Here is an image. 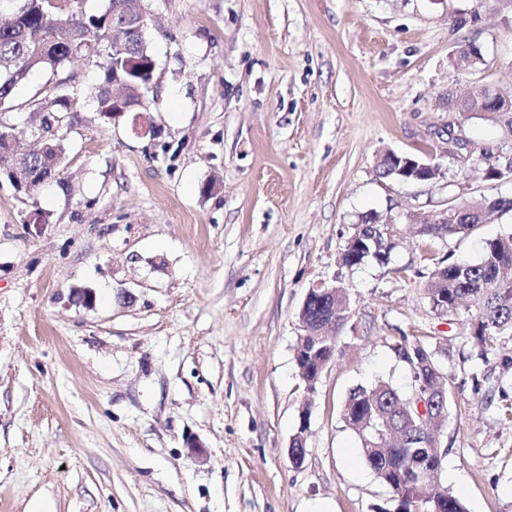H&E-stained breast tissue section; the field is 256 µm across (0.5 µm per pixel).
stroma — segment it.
<instances>
[{
	"label": "stroma",
	"instance_id": "35a3bbf8",
	"mask_svg": "<svg viewBox=\"0 0 512 512\" xmlns=\"http://www.w3.org/2000/svg\"><path fill=\"white\" fill-rule=\"evenodd\" d=\"M148 10L147 112L106 125L83 103L61 183L21 197L0 180V512H398L341 409L359 385L410 390L393 352L405 339L447 347L441 485L468 512H512V415L499 392L512 383V340L474 358L469 313H440L424 289L436 263L478 262L484 241L512 234V212L464 238H423L410 223L452 198L512 195V182L480 175L512 162V147L445 104L477 83L512 95V0ZM468 40L485 69L449 65ZM54 81L38 71L17 93L23 148L37 144L29 104ZM141 120L154 134L134 132ZM452 133L476 148L469 179L443 154ZM388 149L441 155L442 173L378 178ZM36 210L48 219L37 232ZM369 212L398 225V247L389 264L341 266ZM321 283L347 288L353 315L310 393L294 349ZM78 289L93 307L74 302ZM304 409L297 467L287 449Z\"/></svg>",
	"mask_w": 512,
	"mask_h": 512
}]
</instances>
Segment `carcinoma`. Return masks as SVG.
Listing matches in <instances>:
<instances>
[{
    "label": "carcinoma",
    "mask_w": 512,
    "mask_h": 512,
    "mask_svg": "<svg viewBox=\"0 0 512 512\" xmlns=\"http://www.w3.org/2000/svg\"><path fill=\"white\" fill-rule=\"evenodd\" d=\"M1 11L9 15V20L0 24V149L8 147L18 134L9 113L16 90L32 72L49 70L57 74L75 57L104 58L103 79L90 92L67 89V77L31 102V107L42 114L45 142L40 150L27 154L11 175L25 176L34 190L44 182L60 184L69 114L83 100L90 101L103 122L110 124L115 109L112 73L122 74L125 105L133 112L154 91L156 61L145 39V29L135 27L142 8L136 0H109L104 12L88 15L79 10V0H0ZM457 56L461 65L471 71L485 65L481 48L471 42L461 44ZM462 110L467 120L481 118L496 124L503 141L512 144V112L499 111L497 104L480 95L472 96ZM375 172L380 179L400 177L388 151L379 154ZM459 209L456 223L430 225L438 237H464L477 225L512 212V195H482L459 204ZM398 235L397 225L367 213L361 217L356 232V236L369 240L367 254L353 260L356 249L346 244L340 260L350 268L367 259L386 264L395 249L392 241ZM425 291L432 305L444 312L453 313L460 304H468L475 312L469 336L477 356L484 358L489 346L504 336L512 337V235L486 241L483 257L477 263H438L425 283ZM329 312L328 303L314 302L306 312L309 326L317 327ZM404 407L415 410L411 395H403L380 380L369 387L352 389L342 418L358 435L361 456L368 467L399 501L400 512H467L450 490H436L434 480L416 468L398 465L403 449L386 446L388 432L405 427Z\"/></svg>",
    "instance_id": "cac0c4a2"
}]
</instances>
